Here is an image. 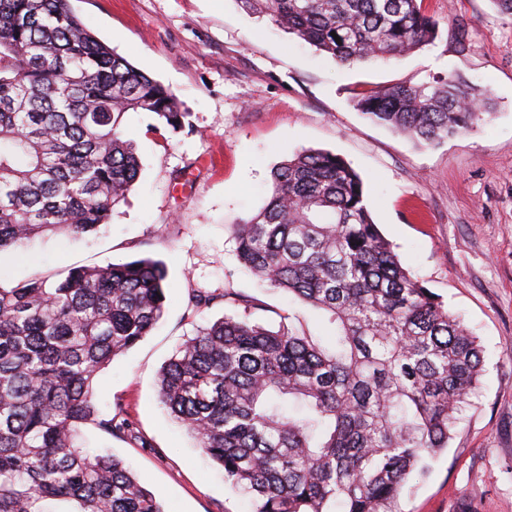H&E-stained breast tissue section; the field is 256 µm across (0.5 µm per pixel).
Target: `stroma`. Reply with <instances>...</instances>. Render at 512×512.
Masks as SVG:
<instances>
[{
  "instance_id": "35a3bbf8",
  "label": "stroma",
  "mask_w": 512,
  "mask_h": 512,
  "mask_svg": "<svg viewBox=\"0 0 512 512\" xmlns=\"http://www.w3.org/2000/svg\"><path fill=\"white\" fill-rule=\"evenodd\" d=\"M116 54L168 87L188 114L177 133L152 114L124 127L140 177L107 225L68 241L38 238L0 254V284L34 274L150 257L169 272L165 312L96 380L101 415L123 406L134 436L94 425L91 453L120 457L166 512H249L196 440L160 404L158 375L179 345L223 316L196 311L194 290L250 296L255 318L293 322L320 343L335 327L242 269L231 234L269 198L274 165L302 149L340 155L358 172L375 223L401 263L480 341L484 371L447 450L405 488L403 512H512V18L490 0H423L436 40L386 63L338 66L248 14L237 0H71ZM463 74L495 103L486 123L424 145L365 119L355 99L385 85Z\"/></svg>"
}]
</instances>
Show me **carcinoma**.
<instances>
[{
    "instance_id": "1",
    "label": "carcinoma",
    "mask_w": 512,
    "mask_h": 512,
    "mask_svg": "<svg viewBox=\"0 0 512 512\" xmlns=\"http://www.w3.org/2000/svg\"><path fill=\"white\" fill-rule=\"evenodd\" d=\"M344 66L398 58L438 35L422 0H240ZM340 41H335V38ZM356 108L427 144L472 131L492 109L460 75L395 83ZM151 112L172 132L175 95L116 55L71 0H0V254L43 235L109 222L142 170L123 127ZM253 275L329 316L325 346L230 302L162 367L159 399L250 497L251 512H402L414 474L446 448L483 372L464 321L401 263L380 233L361 176L339 155L302 150L271 171V194L232 228ZM165 266L149 258L0 285V512H166L113 454L79 445L99 416L98 373L164 314Z\"/></svg>"
}]
</instances>
